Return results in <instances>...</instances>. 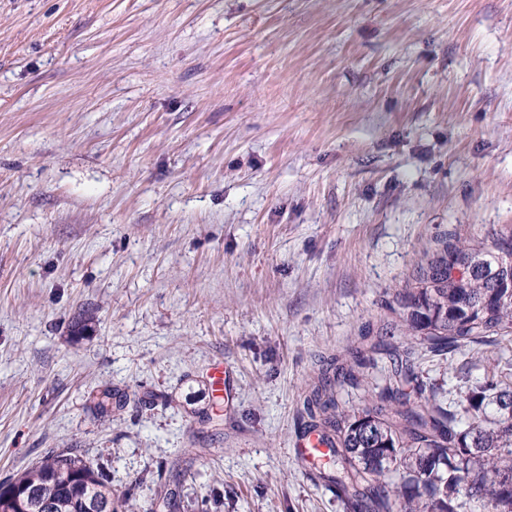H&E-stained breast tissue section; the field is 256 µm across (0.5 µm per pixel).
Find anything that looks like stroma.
Returning a JSON list of instances; mask_svg holds the SVG:
<instances>
[{
	"instance_id": "35a3bbf8",
	"label": "stroma",
	"mask_w": 512,
	"mask_h": 512,
	"mask_svg": "<svg viewBox=\"0 0 512 512\" xmlns=\"http://www.w3.org/2000/svg\"><path fill=\"white\" fill-rule=\"evenodd\" d=\"M510 224L512 0H0V482L74 448L114 512H344L303 397ZM416 365L450 405L512 341Z\"/></svg>"
}]
</instances>
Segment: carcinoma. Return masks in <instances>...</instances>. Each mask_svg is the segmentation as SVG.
I'll return each instance as SVG.
<instances>
[{"instance_id":"carcinoma-1","label":"carcinoma","mask_w":512,"mask_h":512,"mask_svg":"<svg viewBox=\"0 0 512 512\" xmlns=\"http://www.w3.org/2000/svg\"><path fill=\"white\" fill-rule=\"evenodd\" d=\"M512 226L490 238H463L454 229L435 240L417 265L412 286L391 308L398 328L435 351L486 344L512 335ZM396 357L375 403L348 410L323 385L304 400V429L320 431L332 469L321 478L345 502L346 512H458L463 496L475 512H512V381L468 387L471 419L423 396L409 359ZM371 359L358 348L341 367L339 383H359ZM495 406L496 417L486 408ZM405 463L400 483L386 474ZM13 482L32 490L25 512H78L87 497L112 496L104 473L78 450L44 453ZM54 503L46 510L45 500Z\"/></svg>"}]
</instances>
